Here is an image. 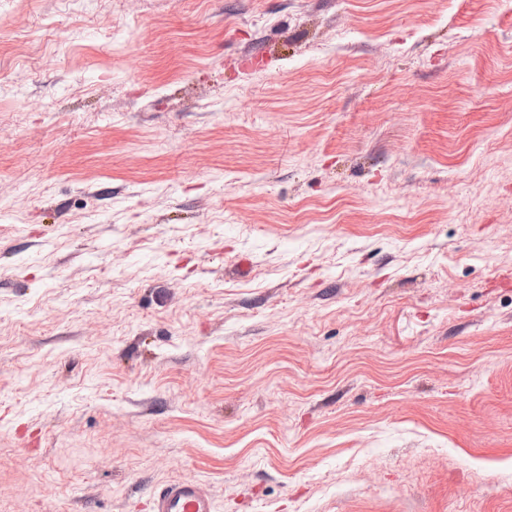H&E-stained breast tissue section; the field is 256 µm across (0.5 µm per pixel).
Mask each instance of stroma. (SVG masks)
I'll return each mask as SVG.
<instances>
[{
	"label": "stroma",
	"mask_w": 512,
	"mask_h": 512,
	"mask_svg": "<svg viewBox=\"0 0 512 512\" xmlns=\"http://www.w3.org/2000/svg\"><path fill=\"white\" fill-rule=\"evenodd\" d=\"M0 14V512H512V0ZM153 512H213L204 488L192 480L168 483L152 497Z\"/></svg>",
	"instance_id": "obj_1"
}]
</instances>
